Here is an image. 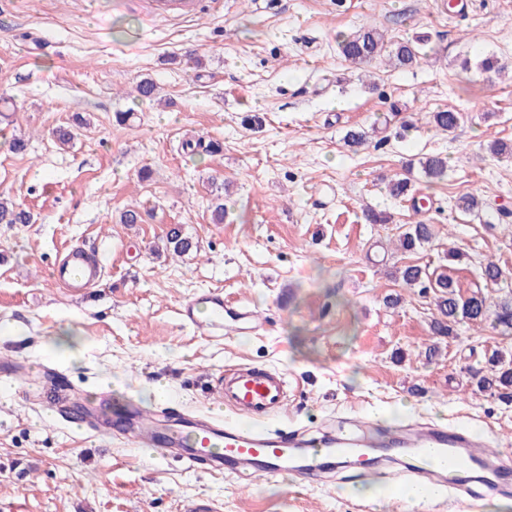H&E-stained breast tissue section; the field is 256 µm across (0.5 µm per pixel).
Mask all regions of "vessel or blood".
<instances>
[{"instance_id": "obj_1", "label": "vessel or blood", "mask_w": 512, "mask_h": 512, "mask_svg": "<svg viewBox=\"0 0 512 512\" xmlns=\"http://www.w3.org/2000/svg\"><path fill=\"white\" fill-rule=\"evenodd\" d=\"M159 14L194 15L199 0H152ZM101 267L82 247L68 248L54 264L51 276L62 288L78 291L91 287ZM181 321L210 338H220L227 326L245 330L256 316L248 306L227 308L220 291H209L182 301L178 308ZM215 391L222 404L236 414L263 422L260 430L242 429L222 419L198 417L184 412H148L135 402H127L110 412L107 399L93 406L70 399L67 390H56L52 398L58 410L76 419L92 436H126L134 445L161 456H177L193 464L206 460L210 473L223 474L225 465H233L237 475L261 477L289 471L306 480L320 471L330 459L341 458L359 448H374L390 443L397 452L426 455L436 451L444 458L440 473L443 494L459 500L470 496L466 473L486 470L489 455L482 440L472 433L434 423H418L399 430L384 440L374 422H364L359 431L341 429L319 437L273 427L288 402L291 388L286 377L273 369L255 365H230L218 371Z\"/></svg>"}]
</instances>
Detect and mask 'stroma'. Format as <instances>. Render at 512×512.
<instances>
[{
    "label": "stroma",
    "instance_id": "stroma-1",
    "mask_svg": "<svg viewBox=\"0 0 512 512\" xmlns=\"http://www.w3.org/2000/svg\"><path fill=\"white\" fill-rule=\"evenodd\" d=\"M467 3L462 16L448 0H201L191 18L131 0H14L0 12V194L33 216L0 224V361L29 369L0 378V512H190L201 501L216 512H468L358 494L356 465L302 485L213 476L89 436L40 399L64 381L90 403L106 391L203 415L217 410L213 374L255 363L298 386L280 428L437 420L512 459V403L470 375L493 350L512 355V335L464 323L435 336L432 296L393 276L413 263L447 271L464 296L512 295V224L500 218L512 213V157L488 150L512 144V0ZM373 23L394 41L427 36L421 63L345 61L337 36ZM488 55L504 71L479 70ZM145 78L162 104L137 98ZM444 109L464 114L454 132L428 122ZM77 116L74 147L59 149L53 130ZM352 129L367 134L354 151ZM197 138L222 152L188 155L183 142ZM432 154L448 159L444 179L417 166ZM405 174L415 199L389 193ZM463 193L478 214L456 210ZM130 208L140 223H121ZM370 209L389 223H368ZM419 223L432 241L399 251ZM175 225L195 245L180 257L164 246ZM69 245L101 260L87 294L52 282ZM490 260L505 272L492 286L481 277ZM208 290L261 323L219 342L197 334L177 309ZM390 294L400 304L385 305Z\"/></svg>",
    "mask_w": 512,
    "mask_h": 512
}]
</instances>
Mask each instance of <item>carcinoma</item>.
Listing matches in <instances>:
<instances>
[{
	"label": "carcinoma",
	"instance_id": "obj_1",
	"mask_svg": "<svg viewBox=\"0 0 512 512\" xmlns=\"http://www.w3.org/2000/svg\"><path fill=\"white\" fill-rule=\"evenodd\" d=\"M424 39L399 41L384 46L381 29L375 25L366 26L357 32L338 37V48L342 57L348 61H370L388 52L389 60L398 67H413L422 59L420 45ZM463 114L457 110H439L431 113V123L443 130L452 132L462 122ZM422 171L430 179L443 178L448 170L447 160L432 155L421 162ZM31 214L21 205L0 201V224H28ZM433 232L429 224H410L400 236V247L405 253H413L432 240ZM165 248L176 255L184 254L193 248L192 241L183 236L178 227L172 228L167 237ZM400 278L405 287L419 289L422 294L434 293L436 315L431 322L433 335L451 336L455 327L465 321L482 323L491 320L493 328L502 327L512 330V300L491 301V297L481 291L461 298L452 279L445 272L429 273L421 266L407 264L399 269ZM487 369L472 371V383L479 390H490L504 400L512 401V359L505 360L502 353L495 350L487 359Z\"/></svg>",
	"mask_w": 512,
	"mask_h": 512
}]
</instances>
